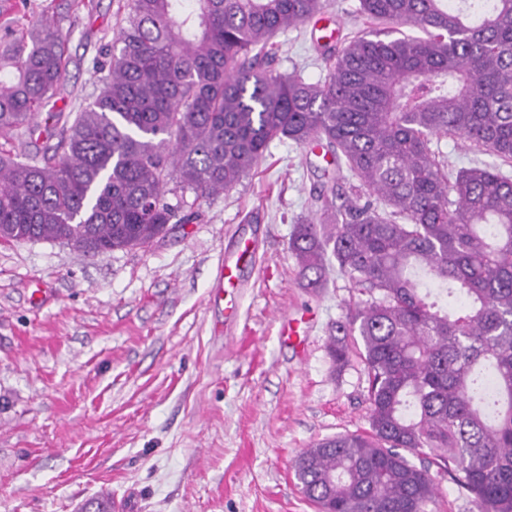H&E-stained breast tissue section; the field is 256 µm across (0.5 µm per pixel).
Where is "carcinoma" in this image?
I'll return each mask as SVG.
<instances>
[{"mask_svg": "<svg viewBox=\"0 0 512 512\" xmlns=\"http://www.w3.org/2000/svg\"><path fill=\"white\" fill-rule=\"evenodd\" d=\"M329 6L128 0L94 100L43 120L65 100L60 5L21 29L0 10V135L54 141L0 149V238L146 249L191 221L186 193L235 187L273 140L327 147L347 175L318 189L289 249L308 287L336 266L367 296L329 352L341 369L359 338L369 432L301 452L303 494L324 512H425L428 461L477 512H512V177L450 173L434 149L459 137L512 164V0H359L380 27L322 45L324 78L277 71L272 39ZM82 512H112V496Z\"/></svg>", "mask_w": 512, "mask_h": 512, "instance_id": "1", "label": "carcinoma"}]
</instances>
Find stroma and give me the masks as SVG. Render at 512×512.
<instances>
[{"label":"stroma","instance_id":"stroma-1","mask_svg":"<svg viewBox=\"0 0 512 512\" xmlns=\"http://www.w3.org/2000/svg\"><path fill=\"white\" fill-rule=\"evenodd\" d=\"M125 3L63 4L70 105L93 101V63ZM321 34H279V71L323 77ZM335 174L321 150L276 140L148 249L0 240V512H77L103 492L125 512H316L297 455L369 428L359 355L340 369L329 355L359 294L336 270L306 287L289 250ZM224 263L240 274L231 320L213 301ZM287 317L301 345L282 337Z\"/></svg>","mask_w":512,"mask_h":512}]
</instances>
